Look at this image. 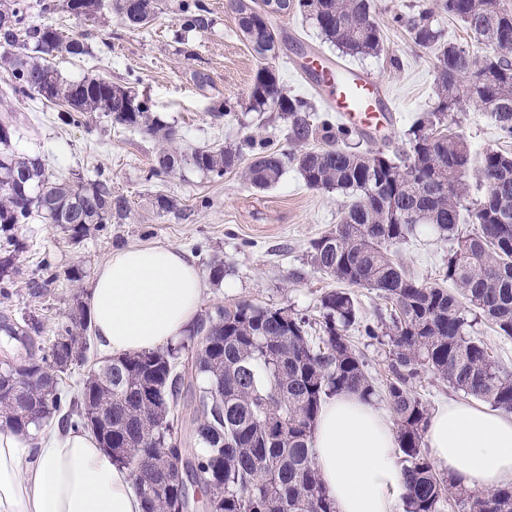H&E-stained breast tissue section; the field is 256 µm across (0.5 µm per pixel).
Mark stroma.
Here are the masks:
<instances>
[{
	"mask_svg": "<svg viewBox=\"0 0 512 512\" xmlns=\"http://www.w3.org/2000/svg\"><path fill=\"white\" fill-rule=\"evenodd\" d=\"M29 20L62 25L94 52L93 57L58 61L62 74L72 80L96 75L132 86L146 94L161 121L176 127L178 148L212 144L241 148L250 153L268 142L289 146L288 120L278 112H252L245 105L259 60L237 29L227 0H206L214 27L179 43L175 13L162 14L147 29L132 31L114 13L94 22L78 21L64 13H42L38 0H29ZM416 0H375L377 19L384 33L379 55L352 58L351 66L383 81L398 108L392 126L361 139V149L386 153L408 151V127L427 112L435 90V56L416 47L392 17L407 11ZM282 41L271 64L289 91L310 99L319 114H327L326 95L305 64L312 53L342 60V53L324 42L312 24L300 15L276 18ZM205 74L199 84L197 74ZM239 101L237 112L216 116L224 100ZM9 114L17 127L14 151L39 154L50 172L68 177L104 168L112 189L129 201L123 223L108 225L80 244H71L59 227L44 222L27 224L19 232L27 244L20 261L31 269L39 256L49 255L66 267L82 263L88 269L110 254L132 246L161 244L190 252L204 275L201 309L239 300L274 307L318 319L320 297L336 288L332 277L310 263V243L338 223L344 197L308 188L294 170L279 183L259 192L232 172L214 178L186 166L176 173L149 177L156 152L150 138L112 126L109 120L74 126L58 121L50 103L28 98L0 99V115ZM459 131L476 149L498 148L502 142L486 113L477 109L459 113ZM178 201L183 215L160 213L157 195ZM449 244L431 228L420 226L396 249L406 270L424 283L442 279ZM224 266V278H210L212 264Z\"/></svg>",
	"mask_w": 512,
	"mask_h": 512,
	"instance_id": "35a3bbf8",
	"label": "stroma"
}]
</instances>
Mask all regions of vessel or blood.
<instances>
[{
	"label": "vessel or blood",
	"mask_w": 512,
	"mask_h": 512,
	"mask_svg": "<svg viewBox=\"0 0 512 512\" xmlns=\"http://www.w3.org/2000/svg\"><path fill=\"white\" fill-rule=\"evenodd\" d=\"M312 69L322 79L329 108L344 125L368 132L393 123L395 103L377 78L342 63L317 62Z\"/></svg>",
	"instance_id": "obj_1"
}]
</instances>
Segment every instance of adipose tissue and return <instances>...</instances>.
<instances>
[{
  "instance_id": "ef3b65f1",
  "label": "adipose tissue",
  "mask_w": 512,
  "mask_h": 512,
  "mask_svg": "<svg viewBox=\"0 0 512 512\" xmlns=\"http://www.w3.org/2000/svg\"><path fill=\"white\" fill-rule=\"evenodd\" d=\"M204 291L194 259L167 246L130 247L97 267L94 335L115 356L150 351L190 331ZM425 444L468 490L512 483V414L451 401L431 414ZM389 415L356 393L327 399L315 421L314 464L336 512H396L405 477ZM0 512H142L126 469L84 431L27 440L0 431Z\"/></svg>"
}]
</instances>
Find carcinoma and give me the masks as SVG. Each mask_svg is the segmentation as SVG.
<instances>
[{
	"mask_svg": "<svg viewBox=\"0 0 512 512\" xmlns=\"http://www.w3.org/2000/svg\"><path fill=\"white\" fill-rule=\"evenodd\" d=\"M293 9L321 37L352 57L378 55L383 30L374 0H291ZM268 0H229L243 38L263 60L251 84V110L275 109L289 121L291 148L266 146L244 157L238 148L172 149L177 131L151 116L142 100L123 110L128 86L87 76L70 80L54 60L90 54L83 40L52 25L28 22L29 0H0V64L9 83L1 96H39L57 108V119L78 125L101 112L111 123L159 143L150 176L171 174L191 164L214 178L239 172L254 189L278 184L286 168L304 183L349 200L338 224L311 243L313 267L344 287L320 300L322 335H309L308 319L288 309L240 300L206 310L193 332L164 350L112 357L83 375L72 392L66 377L84 365L91 349L90 317L84 306L54 323L50 347L0 359V429L25 438L58 422L92 432L115 465L125 468L143 512H192L194 495L183 497L182 477L190 473L206 497L209 512H336L314 467V424L326 399L346 391L365 399L376 395L365 358L350 340L362 335L392 346L385 397L395 417L398 462L407 476L405 512H512V483L486 491L457 490L437 470L425 448L429 408L412 389L430 373L449 387L512 413V372L490 355L474 335L485 319L498 335L512 338V152L473 149L456 130V115L473 106L488 114L499 138L512 140V8L503 0H423L415 10L393 16L418 47L436 55L435 97L428 112L406 130L410 149L395 160L382 150L357 149L356 129L314 117L311 101L288 93L266 59L278 53L274 15ZM165 0H42L41 10L94 21L108 10L131 30L147 28L165 12ZM183 33L202 34L214 20L203 0H178ZM460 21L486 45L482 56L445 41L443 16ZM13 124L0 118V297L25 290L32 302L64 280L82 287L84 266L60 269L46 259L24 273L26 244L20 225L41 219L79 244L102 231L128 209L112 192V177L50 174L38 155L10 149ZM316 142L317 148L309 147ZM475 175L482 196L469 199L466 179ZM470 224L472 230L462 231ZM433 228L451 242L444 278L454 290L412 278L393 259L394 249L418 226ZM349 287L374 291L390 306L389 321L361 323ZM5 335L33 342L44 331L36 309L17 320L0 311ZM209 333L216 348L194 342ZM33 386L17 385L23 374ZM193 392L190 408L180 405Z\"/></svg>",
	"mask_w": 512,
	"mask_h": 512,
	"instance_id": "carcinoma-1",
	"label": "carcinoma"
}]
</instances>
